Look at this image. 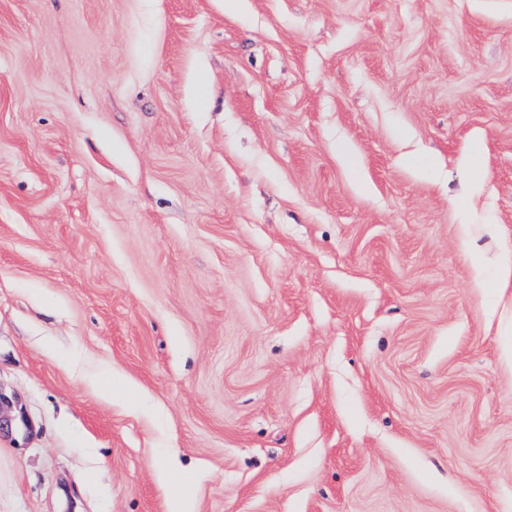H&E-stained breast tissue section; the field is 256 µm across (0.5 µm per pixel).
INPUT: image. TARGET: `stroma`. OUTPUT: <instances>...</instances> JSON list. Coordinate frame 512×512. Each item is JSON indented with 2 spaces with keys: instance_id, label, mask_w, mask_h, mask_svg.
<instances>
[{
  "instance_id": "stroma-1",
  "label": "stroma",
  "mask_w": 512,
  "mask_h": 512,
  "mask_svg": "<svg viewBox=\"0 0 512 512\" xmlns=\"http://www.w3.org/2000/svg\"><path fill=\"white\" fill-rule=\"evenodd\" d=\"M510 250L512 0H0V512H512ZM28 429L29 424L25 415L22 412L17 414L13 401L0 391V439Z\"/></svg>"
}]
</instances>
